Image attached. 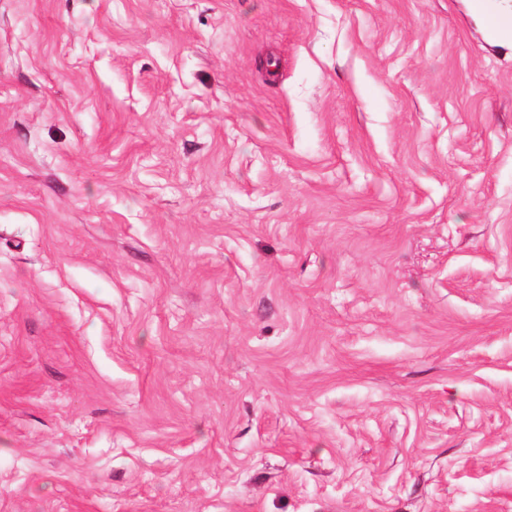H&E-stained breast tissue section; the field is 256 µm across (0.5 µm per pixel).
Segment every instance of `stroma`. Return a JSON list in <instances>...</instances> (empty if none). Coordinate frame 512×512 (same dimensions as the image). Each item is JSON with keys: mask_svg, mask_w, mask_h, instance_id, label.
Instances as JSON below:
<instances>
[{"mask_svg": "<svg viewBox=\"0 0 512 512\" xmlns=\"http://www.w3.org/2000/svg\"><path fill=\"white\" fill-rule=\"evenodd\" d=\"M465 2L0 0V512H512Z\"/></svg>", "mask_w": 512, "mask_h": 512, "instance_id": "35a3bbf8", "label": "stroma"}]
</instances>
